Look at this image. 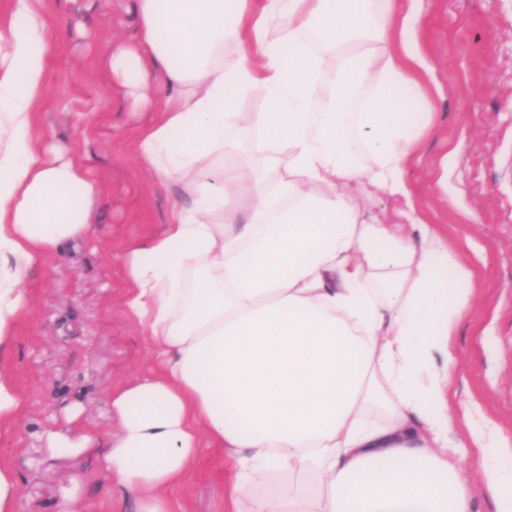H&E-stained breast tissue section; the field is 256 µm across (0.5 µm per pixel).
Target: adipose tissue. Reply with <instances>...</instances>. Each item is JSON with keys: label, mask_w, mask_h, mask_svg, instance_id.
<instances>
[{"label": "adipose tissue", "mask_w": 512, "mask_h": 512, "mask_svg": "<svg viewBox=\"0 0 512 512\" xmlns=\"http://www.w3.org/2000/svg\"><path fill=\"white\" fill-rule=\"evenodd\" d=\"M40 0L0 31V347L25 273L85 238L99 185L43 150ZM112 72L157 119L135 142L185 193L123 260V307L158 361L110 391L102 464L137 502L214 448L233 461L224 512H475L466 442L498 512L512 447L479 406L448 411L473 273L419 212L406 171L429 129L411 109L430 68L415 0H133ZM259 98V112L238 109ZM392 198L393 219L360 187Z\"/></svg>", "instance_id": "obj_1"}]
</instances>
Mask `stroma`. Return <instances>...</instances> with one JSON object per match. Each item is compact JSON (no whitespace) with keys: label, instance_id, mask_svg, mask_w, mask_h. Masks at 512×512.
<instances>
[{"label":"stroma","instance_id":"35a3bbf8","mask_svg":"<svg viewBox=\"0 0 512 512\" xmlns=\"http://www.w3.org/2000/svg\"><path fill=\"white\" fill-rule=\"evenodd\" d=\"M129 0H41L48 21V105L35 132L97 182L88 239L49 252L24 276L26 305L0 364L23 400L0 427V465L20 479L16 512H134L112 485L99 454L76 458L49 447L72 402L76 429H92L100 448L112 438L110 390L150 363L146 336L122 307L127 283L116 262L132 244L159 234L181 185L154 182L134 152L137 132L153 123L113 80V48L132 41ZM418 44L440 90L428 94L432 126L408 177L429 223L457 247L475 274L452 344L458 363L450 412L462 422L472 402L512 443V0H418ZM447 171L448 186L437 178ZM231 469L203 456L173 489L172 512H224Z\"/></svg>","mask_w":512,"mask_h":512}]
</instances>
